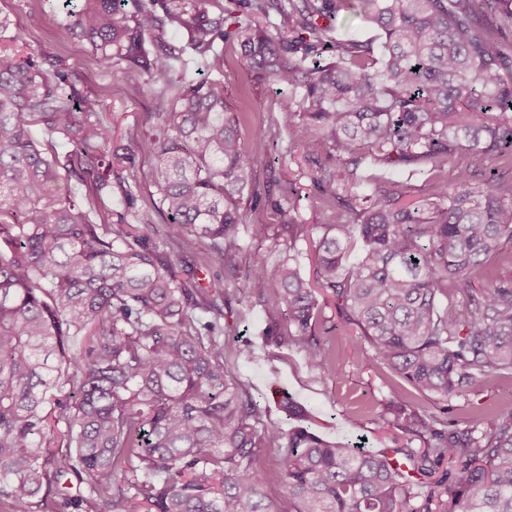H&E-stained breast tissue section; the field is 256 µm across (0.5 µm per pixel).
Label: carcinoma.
Returning <instances> with one entry per match:
<instances>
[{"label": "carcinoma", "mask_w": 512, "mask_h": 512, "mask_svg": "<svg viewBox=\"0 0 512 512\" xmlns=\"http://www.w3.org/2000/svg\"><path fill=\"white\" fill-rule=\"evenodd\" d=\"M207 2L82 0L66 12L100 61L161 84L147 144L167 252L151 224L112 209L109 173L134 167L136 150L111 148L100 102L67 68L49 75L0 47V512H512V408L458 430L414 403L512 381V278L495 272L512 250V0H364L379 55L337 36L355 0H236L218 16ZM273 12L275 34L261 23ZM225 42L255 80L288 87L281 121L333 211L332 224L295 223V182L273 179L285 217L274 246L288 245L276 265L240 263L256 162L224 94ZM188 51L207 77L185 80ZM35 126L72 149L44 147ZM367 161L427 175L432 199L403 204L398 183L353 193ZM70 175L91 183L85 198ZM312 233L311 281L294 249ZM197 246L224 271V296L246 282L266 343L330 378L336 326L322 339L314 328L319 297L333 301L358 355L403 382L388 414L425 444L396 450L433 478L421 504L394 461L322 440L298 403L282 405L298 424L270 420L224 361L215 295L170 260ZM269 447L282 511L258 464Z\"/></svg>", "instance_id": "1"}]
</instances>
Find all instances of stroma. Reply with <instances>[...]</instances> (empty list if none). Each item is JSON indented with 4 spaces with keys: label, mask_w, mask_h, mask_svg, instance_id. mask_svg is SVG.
Segmentation results:
<instances>
[{
    "label": "stroma",
    "mask_w": 512,
    "mask_h": 512,
    "mask_svg": "<svg viewBox=\"0 0 512 512\" xmlns=\"http://www.w3.org/2000/svg\"><path fill=\"white\" fill-rule=\"evenodd\" d=\"M79 0H0V18H8L12 31L21 33L26 53L32 54L44 70H51L57 61H64L76 76L81 93L97 98L108 119L116 126L114 146L125 145L128 132L149 133L153 125V97L146 75L108 70L95 57L91 47L73 36L62 25L65 9H77ZM224 89L234 108L243 114L242 138L247 151L256 159V196L245 202L249 222L262 225L261 233L246 231L243 236V258L264 255L276 263L284 254L274 246L272 234L281 216L275 208V194L270 193L267 162L289 149L288 133L276 119V101L288 90L273 82L257 83L242 61L236 48L224 49ZM155 160L150 151H141L135 170L116 167L112 170V192L120 194L123 186L133 188V206L146 222L157 230L167 223L159 205V194L153 183ZM290 175L296 182L295 215L301 224H326L330 212L321 202V195L301 174L300 163H292ZM327 324L333 325L339 372L331 379H320L305 366L300 354L278 351L277 355L259 362L236 358L235 352L245 343L265 351L261 331L266 314L261 307L251 306L246 292H237L224 310V322L231 329L225 337L227 357L237 360L238 376L251 385L253 395L266 404L273 420L282 427L291 422L279 406L281 395L306 407L309 426L331 442L358 445L372 453H389L394 448V428L385 426L381 416L390 400L401 395L397 379L369 359L358 358L345 329L336 328L333 303L323 306ZM423 409L438 415L447 414L452 421H471L485 411L512 406V383L501 382L490 388L450 398L443 402L426 399Z\"/></svg>",
    "instance_id": "stroma-1"
}]
</instances>
